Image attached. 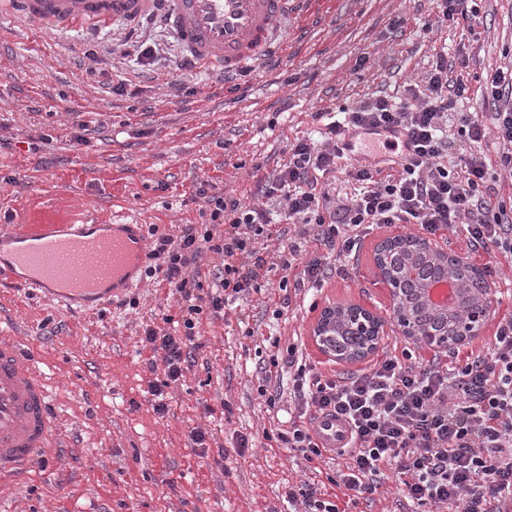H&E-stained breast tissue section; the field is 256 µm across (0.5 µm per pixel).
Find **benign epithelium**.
Returning a JSON list of instances; mask_svg holds the SVG:
<instances>
[{"label": "benign epithelium", "mask_w": 512, "mask_h": 512, "mask_svg": "<svg viewBox=\"0 0 512 512\" xmlns=\"http://www.w3.org/2000/svg\"><path fill=\"white\" fill-rule=\"evenodd\" d=\"M407 243L426 256L433 263L441 265L446 271L448 282L457 283L458 273L472 278L483 279L481 270L466 261L448 262V251L437 242L411 235L387 237L379 241L374 248V265L377 282L387 290L393 311L395 327L405 338L429 346L442 348L458 347L483 332L489 315V288L481 289L478 302L474 303L459 316H448V307L433 302L431 286L423 285L415 290L402 287L403 278L409 274L404 268L397 273L389 264V255L400 243ZM426 303L437 309L441 316L437 321L422 324L416 320L412 308L417 303ZM352 328L365 337L363 346L347 354H337L330 345V338L336 335V326ZM386 335V321L372 310L355 303H332L323 308L312 328V338L320 352L336 362L356 363L375 354L381 347Z\"/></svg>", "instance_id": "obj_1"}]
</instances>
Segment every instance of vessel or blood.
I'll return each instance as SVG.
<instances>
[{
    "label": "vessel or blood",
    "instance_id": "1",
    "mask_svg": "<svg viewBox=\"0 0 512 512\" xmlns=\"http://www.w3.org/2000/svg\"><path fill=\"white\" fill-rule=\"evenodd\" d=\"M14 19L52 28L121 22L136 31L158 20L189 58L230 76L280 50L282 24L300 0H6ZM18 242L13 264L27 268L24 287L63 302L98 306L134 287V266L147 252L140 225L116 224L111 233L86 236L67 224H36L4 233ZM316 442L336 455L351 441L342 420L318 416ZM57 441L47 383L34 358L12 337L0 336V481L26 472Z\"/></svg>",
    "mask_w": 512,
    "mask_h": 512
}]
</instances>
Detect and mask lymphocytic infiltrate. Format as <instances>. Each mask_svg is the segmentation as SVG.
I'll use <instances>...</instances> for the list:
<instances>
[{"label": "lymphocytic infiltrate", "mask_w": 512, "mask_h": 512, "mask_svg": "<svg viewBox=\"0 0 512 512\" xmlns=\"http://www.w3.org/2000/svg\"><path fill=\"white\" fill-rule=\"evenodd\" d=\"M466 84L448 81V60L437 55L422 86H408L405 101L378 97L327 123L323 142L289 143L288 159L264 176L254 203L215 192L200 182L197 195L209 209L207 223L188 224L175 236L156 239L149 253L150 274L161 275L182 302L180 320L163 316L146 326L143 343L153 354V409L168 411L165 392L184 376L196 346L195 317L203 309L223 310L229 302L261 292L267 264L259 245L283 237L270 220L282 209L287 221H301L302 235L337 256L356 252L374 224H414L431 236L458 231L470 252L512 262V212L492 200L490 164L512 176V62L487 74L480 98L485 112H461ZM468 151L449 156V120ZM400 129L406 137L395 170L355 167L351 179L364 184L353 199L340 201L321 188L320 178L336 171L345 157L341 146L352 129ZM501 146L497 161L482 149L487 138ZM223 225V234L214 226ZM212 253L222 259L211 285L202 281L200 262ZM295 345L270 355L261 366L266 379L292 367L290 393L296 414L277 443L321 460L311 421L328 414L352 429L347 461L328 481L289 487V504L303 512H344L339 500H372L385 471L403 475L407 500L424 505L455 504L463 512H512V315L499 322L484 350H453L452 367L439 360L422 364L410 351L389 356L360 373L332 378L303 364Z\"/></svg>", "instance_id": "lymphocytic-infiltrate-1"}]
</instances>
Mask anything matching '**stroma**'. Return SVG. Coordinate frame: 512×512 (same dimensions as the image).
I'll list each match as a JSON object with an SVG mask.
<instances>
[{"instance_id":"1","label":"stroma","mask_w":512,"mask_h":512,"mask_svg":"<svg viewBox=\"0 0 512 512\" xmlns=\"http://www.w3.org/2000/svg\"><path fill=\"white\" fill-rule=\"evenodd\" d=\"M437 12L436 0H306L284 29L278 66L238 75L248 88L242 95L217 73L197 68L183 77L175 69L180 45L156 25L137 32L159 50L152 65L115 53L101 63L99 78L87 79V51L109 44L123 26L100 27L92 39L77 25L22 26L0 0V221L9 228L139 224L174 235L180 225L203 221L200 181L253 201L254 165L268 173L282 163L288 141L314 132L313 112L404 97L442 50L453 58L466 47L467 72L450 74L464 76L474 91L512 58V0H481L474 29L447 22L423 31ZM181 78L194 94L170 96V82ZM79 120L87 125L82 145L75 141ZM43 136L47 144L30 150ZM417 232L413 225H380L344 272L319 288L284 295L275 270L248 302L202 314L201 347L162 417L152 407L151 352L142 338L146 325L179 314L165 283L143 277L130 291L136 307L115 302L88 310L0 280V331L34 356L60 424L56 451L0 489V512H282L289 486L335 473L338 463L316 468L300 453L270 447L265 434L283 428L286 414L258 393L260 363L273 352L269 341L297 344L328 377L369 369L407 347L418 360H431L433 350L393 330L372 360L350 365L327 360L310 337L331 302L372 306L389 317L373 248L381 238ZM448 252L488 273L490 318L472 342L486 346L512 313V266L471 254L458 237ZM285 299L289 309L275 317ZM196 429L205 431V447L193 443ZM399 487V476L388 473L374 501L349 512H435L413 505Z\"/></svg>"}]
</instances>
